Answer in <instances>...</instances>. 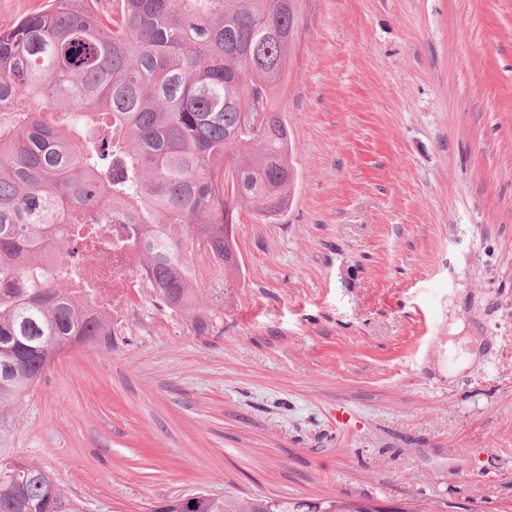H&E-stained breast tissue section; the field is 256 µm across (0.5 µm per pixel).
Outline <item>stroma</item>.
<instances>
[{"mask_svg":"<svg viewBox=\"0 0 512 512\" xmlns=\"http://www.w3.org/2000/svg\"><path fill=\"white\" fill-rule=\"evenodd\" d=\"M297 185L239 207L233 284L186 316L130 283L112 340L0 413V461L88 512L205 491L512 512V0H302ZM480 340L448 372V326Z\"/></svg>","mask_w":512,"mask_h":512,"instance_id":"stroma-1","label":"stroma"}]
</instances>
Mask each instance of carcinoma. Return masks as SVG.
<instances>
[{"label":"carcinoma","mask_w":512,"mask_h":512,"mask_svg":"<svg viewBox=\"0 0 512 512\" xmlns=\"http://www.w3.org/2000/svg\"><path fill=\"white\" fill-rule=\"evenodd\" d=\"M300 0H51L0 28V410L67 350L105 340L95 243L139 254L145 287L194 310V260L228 275L239 205L280 215L296 182L270 100L288 78ZM337 497L195 493L153 512H322ZM0 512H84L53 474L0 462Z\"/></svg>","instance_id":"1"}]
</instances>
